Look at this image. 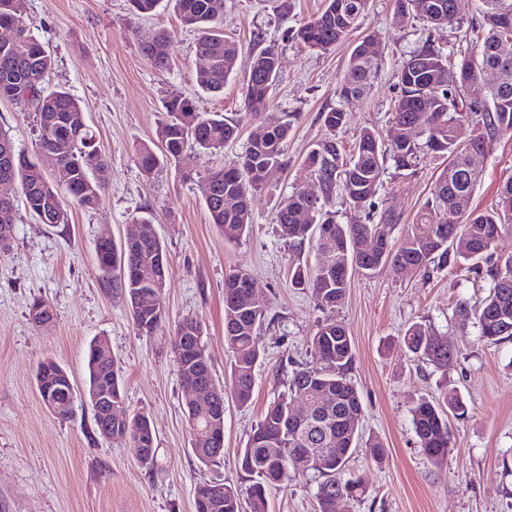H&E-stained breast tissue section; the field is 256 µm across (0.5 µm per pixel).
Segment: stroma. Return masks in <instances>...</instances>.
<instances>
[{
	"label": "stroma",
	"instance_id": "1",
	"mask_svg": "<svg viewBox=\"0 0 512 512\" xmlns=\"http://www.w3.org/2000/svg\"><path fill=\"white\" fill-rule=\"evenodd\" d=\"M289 2L284 11L275 0H224V31L241 45L242 59L271 45L281 60L275 86L255 105L244 100L240 71L219 95L200 90L196 36L182 27L173 0H160L148 18L132 15L126 0H25V21L54 60L49 89L69 91L80 101L111 169L109 188L96 208L68 204V222L57 227L20 211L9 247L0 250V512H195L196 485L214 478L247 493L243 451L293 370L312 364L308 340L324 317L309 291L290 284L293 265L316 266L315 249L280 237L273 220L285 198L310 186L303 160L324 134L323 112L344 107L338 88L351 46L375 35L380 69L367 98L346 107L347 120L336 138L347 148L366 128L389 141L401 95L395 70L427 40L446 54L472 48L482 9L481 0H459L456 22L434 29L398 18L394 0H368L348 43L321 53L285 33L316 16L324 0ZM161 30L170 34L165 70L141 50L142 42ZM176 93L196 96L200 111L237 121L239 137L217 154L187 146L177 165L144 174L137 150L155 141L162 103ZM285 113L292 124L288 165L253 197L250 232L225 243L209 221L200 176L235 160L267 122ZM0 129L16 148L36 152L33 108L0 101ZM476 167L480 182L472 205L494 208L499 187L512 179V132L497 134ZM437 173L432 162L413 176L387 165L377 212L391 211L401 224L412 223ZM143 218L152 219L171 266L157 298L162 321L150 336L138 334L123 292L103 278L94 253L102 226L120 242ZM233 270L246 273L267 302L257 336L263 358L251 406L225 398L224 459L207 467L190 450L186 392L169 336L183 316H197L207 328L203 343L213 372L224 379V278ZM488 285L464 265L407 274L387 264L352 276L334 315L355 346L349 376L362 396L363 446L350 467L366 492L341 501L338 512H512V342L486 344L473 321L458 315L462 306L477 309ZM37 298L53 310L50 327L29 318ZM416 322L447 334L455 345L458 356L447 372L417 361L404 346V333ZM99 336L109 340L121 370L125 414L145 413L153 422L154 467L142 466L128 444L101 437L89 404L76 402L72 413L60 418L38 393L36 371L48 358L84 387L85 351ZM444 386L459 395L468 412L449 417L454 446L447 465L436 467L420 448L409 409L418 398L438 397ZM375 440L387 450L378 461L365 450ZM317 483L312 472L286 470L268 490L270 512H315Z\"/></svg>",
	"mask_w": 512,
	"mask_h": 512
}]
</instances>
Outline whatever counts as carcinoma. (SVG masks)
I'll return each mask as SVG.
<instances>
[{"mask_svg":"<svg viewBox=\"0 0 512 512\" xmlns=\"http://www.w3.org/2000/svg\"><path fill=\"white\" fill-rule=\"evenodd\" d=\"M159 0H128L138 17L153 15ZM367 0H325L324 10L291 30V39L314 51L327 52L344 43L359 26ZM483 38L474 53L466 51L449 58L430 41L412 52L393 78L401 96L393 113L390 144L380 141L374 129L359 135L350 157H344L336 132L346 123L347 112L335 108L322 114L324 137L304 159V168L315 183L316 192L299 189L288 196L274 217L279 235L293 243L313 242L321 260L315 270L297 267L291 285L311 292L327 313L309 339L315 364L292 372L287 391L274 400L257 425L241 461L251 478L247 498L222 480L207 481L194 489L200 512H268L267 489L278 482L289 466L291 449L315 448L318 464L310 471L320 477L317 512H336V497L363 493L361 477L349 472L348 463L358 448L363 404L356 386L348 378L354 346L346 326L329 312L343 300L352 274H370L389 263L400 269L415 265L422 271L443 269L460 261L489 263L490 291L475 313L459 308L460 316H474L480 337L488 344L512 340V257H494L493 245L500 234L512 231V179L499 190L497 207L490 211L471 208V198L480 172L469 167V147L475 141L490 144L494 134L512 132V0H482ZM397 14L417 18L433 29L454 22V0H396ZM184 27L197 33V51L209 61L196 74V84L211 93H221L224 83L237 70L240 45L224 36V0H175ZM16 27L19 38L0 42V99L35 106L38 124V152L54 157L56 169L47 176L37 158L18 151L11 138L0 132V178L20 186V198L0 197V248L10 239L19 206L41 224L68 223L67 203L87 209L99 203L108 186L110 160L98 150L95 135L86 122L79 101L66 90L46 92L43 86L53 66L50 50L30 34L21 0H0V28ZM367 37L352 49L338 94L349 106L369 94L379 63L368 50ZM151 63L166 69L170 65L169 35L158 32L142 44ZM278 52L269 46L253 54L244 77L245 100H265L275 83ZM484 67L495 70L500 80L484 88L481 99L468 95L464 78L469 71ZM291 122L268 123L265 138L250 142L239 159L212 168L202 176L209 193L203 194L210 223L224 241L234 243L252 224L251 197L266 183L267 174L287 164L286 147ZM156 135L160 147L143 144L138 163L149 175L157 167L177 162L184 148L193 144L216 153L238 136V126L221 113L198 111L194 97L173 94L163 102V117ZM423 142H418V137ZM440 161L442 169L430 196L406 225L399 242L390 241L399 217L384 213L376 224L355 221L340 224L336 215L325 212L315 224H300L296 213L318 211L320 200L341 194L355 211L374 207L384 165L413 175L427 159ZM141 232L132 243H116L109 230H102L95 242L96 258L106 276L124 288L130 317L141 335L150 336L162 319L159 310L142 299L162 290L169 274L165 247L155 225L144 219ZM245 273L233 271L224 279V342L230 357V389L236 402L247 407L255 389V369L261 352L256 336L267 318L266 302L248 301L237 288ZM206 333L203 322L182 318L170 336L177 371L184 387L212 386L204 399L186 401L185 411L192 425L191 451L205 466L224 459V449L206 433L210 419L223 422L224 384L216 381L207 355H188ZM410 353L422 362L447 371L457 358L448 337L420 323L411 325L403 336ZM88 379L112 390V403L124 404L121 380L111 350L86 352ZM312 406L311 418L300 428L289 430L288 417L295 397ZM467 414L464 402L443 392L434 399H421L410 408L411 424L420 447L430 462L443 465L453 447L448 413ZM96 429L112 425V439L132 448H147L153 467L157 462L154 428L144 413L107 422L94 421Z\"/></svg>","mask_w":512,"mask_h":512,"instance_id":"1","label":"carcinoma"}]
</instances>
